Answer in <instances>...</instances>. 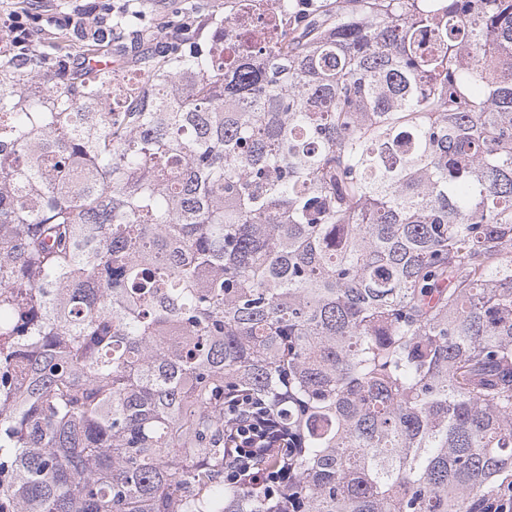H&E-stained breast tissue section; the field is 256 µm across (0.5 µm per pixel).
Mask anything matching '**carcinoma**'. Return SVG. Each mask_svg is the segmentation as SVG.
<instances>
[{"label": "carcinoma", "instance_id": "1", "mask_svg": "<svg viewBox=\"0 0 512 512\" xmlns=\"http://www.w3.org/2000/svg\"><path fill=\"white\" fill-rule=\"evenodd\" d=\"M238 2L120 91L0 53V512L512 484V0ZM249 414L248 412H241ZM249 415H243L241 420L236 423L237 427L231 429L232 434H237L241 440L240 448H226L224 455V481L236 482L241 476L248 475L253 468L251 462L257 454L268 453L270 448H260L254 442L258 438L257 425L253 424ZM236 435V436H237ZM228 458V461L225 459Z\"/></svg>", "mask_w": 512, "mask_h": 512}]
</instances>
